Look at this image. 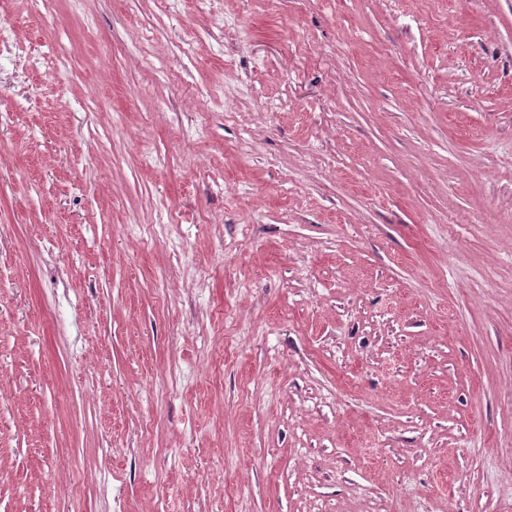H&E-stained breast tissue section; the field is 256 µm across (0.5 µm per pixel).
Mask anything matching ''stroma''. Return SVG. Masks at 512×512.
Wrapping results in <instances>:
<instances>
[{
	"mask_svg": "<svg viewBox=\"0 0 512 512\" xmlns=\"http://www.w3.org/2000/svg\"><path fill=\"white\" fill-rule=\"evenodd\" d=\"M0 12V512H512V0ZM27 54L26 45L18 40L14 34V28L3 19L0 21V67L6 63L21 62Z\"/></svg>",
	"mask_w": 512,
	"mask_h": 512,
	"instance_id": "stroma-1",
	"label": "stroma"
}]
</instances>
